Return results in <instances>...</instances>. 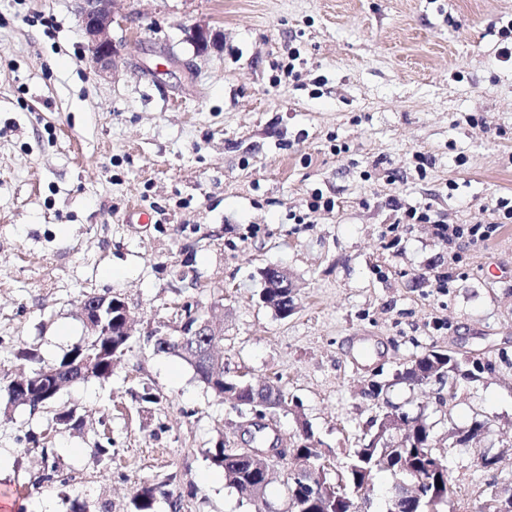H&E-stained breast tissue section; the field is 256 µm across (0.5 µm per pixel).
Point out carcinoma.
<instances>
[{
	"instance_id": "obj_1",
	"label": "carcinoma",
	"mask_w": 512,
	"mask_h": 512,
	"mask_svg": "<svg viewBox=\"0 0 512 512\" xmlns=\"http://www.w3.org/2000/svg\"><path fill=\"white\" fill-rule=\"evenodd\" d=\"M107 302L116 305L112 311V324L103 325L93 332L82 343L66 351L61 358L52 364H38L29 371L30 388L19 392L11 382L0 386L3 400L0 409L9 413L23 406L35 413L49 410L53 412L52 421L57 425H72L76 422L73 411L55 409L60 391L69 385L87 382L92 379L107 380L112 376L113 352L117 346L127 347L128 339L122 336V327L115 321L118 307L122 301L117 296L107 297ZM197 319L187 317L181 326L186 334L185 345L170 341L168 347L158 348L164 353H174L186 361L194 370L198 379L207 389L222 402L230 405L234 411H245L251 407L253 391L238 382V387L224 385V363L206 366L196 360L198 351L205 343L204 338L192 337ZM489 367L479 358L460 360L448 351L433 348L425 354L413 359L400 380L415 385L425 376L444 377L450 374L465 372L474 376ZM409 427L399 431L402 435L400 444H395L388 415H383L377 423L374 434L367 444L351 456L343 471L331 478L328 469L321 464L308 474V481L331 489L327 496L316 498L310 495L301 483L287 478L286 493L288 498L287 512H350L353 494L370 484L376 474L388 472L405 481H422L427 497L443 502L453 493L454 480L436 449L433 447V426L422 416H407ZM212 464L224 471L225 482L235 488L248 484L266 489L268 478L264 468L253 467L251 463L236 455L234 449L218 447L209 452ZM158 486L143 485L135 492L131 504L133 512H154Z\"/></svg>"
}]
</instances>
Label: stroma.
I'll return each instance as SVG.
<instances>
[{"mask_svg": "<svg viewBox=\"0 0 512 512\" xmlns=\"http://www.w3.org/2000/svg\"><path fill=\"white\" fill-rule=\"evenodd\" d=\"M113 10L104 79L75 0H0V381L29 370L18 350L51 363L87 338L85 295L120 297L133 322L111 379L61 391L80 427L24 408L0 417V496L131 512L154 484L155 512H254L207 457L220 442L250 447L243 416L148 340L179 335L189 310L223 328L228 373L284 390L263 446L297 447L306 420L334 474L395 409L434 427L455 480L438 512L512 492V223L481 245L435 229L512 198V59L501 54L512 0ZM195 26L212 35L202 55L187 38ZM292 50L295 80L281 71ZM316 193L334 209L309 213ZM409 207L429 208L432 223H399ZM270 265L295 285L285 319L259 298ZM361 340L372 355L357 360ZM435 347L492 368L401 382ZM477 418L488 430L454 445ZM487 449L504 453L496 470L478 462Z\"/></svg>", "mask_w": 512, "mask_h": 512, "instance_id": "stroma-1", "label": "stroma"}]
</instances>
